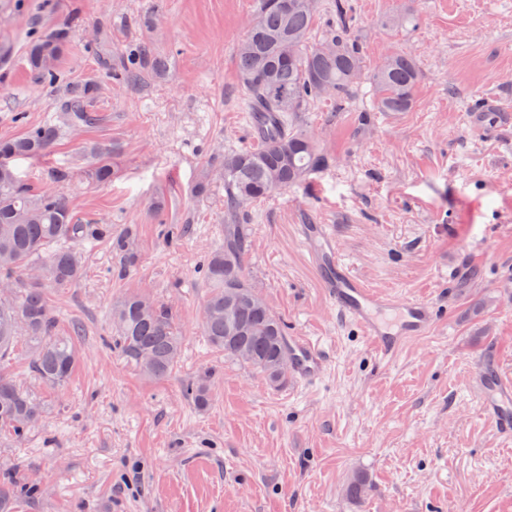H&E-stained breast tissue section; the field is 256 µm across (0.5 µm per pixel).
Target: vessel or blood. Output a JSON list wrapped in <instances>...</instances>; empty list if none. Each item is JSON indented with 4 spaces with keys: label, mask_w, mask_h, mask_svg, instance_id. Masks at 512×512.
I'll return each instance as SVG.
<instances>
[{
    "label": "vessel or blood",
    "mask_w": 512,
    "mask_h": 512,
    "mask_svg": "<svg viewBox=\"0 0 512 512\" xmlns=\"http://www.w3.org/2000/svg\"><path fill=\"white\" fill-rule=\"evenodd\" d=\"M298 235L320 273V284L330 303L362 329L383 358H392L405 341L431 330L432 304L369 288L340 256L327 225H299ZM288 346L295 357L291 369L299 382H315L325 368L322 349L306 336L289 337ZM478 376L484 411L494 418L502 434L512 435V381L486 367L480 369Z\"/></svg>",
    "instance_id": "1"
}]
</instances>
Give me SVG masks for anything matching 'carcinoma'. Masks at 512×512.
<instances>
[{
    "label": "carcinoma",
    "mask_w": 512,
    "mask_h": 512,
    "mask_svg": "<svg viewBox=\"0 0 512 512\" xmlns=\"http://www.w3.org/2000/svg\"><path fill=\"white\" fill-rule=\"evenodd\" d=\"M337 29L318 41L312 30L318 0H259L245 37L238 44L236 63L251 103V123L258 139L238 151L224 152L219 165L206 170L197 192L213 182L224 183V245L207 257L203 278L210 288L201 332L224 356L262 375L272 384L284 380L277 362L288 353V335L280 319L250 284L246 258L250 228L240 223L247 207L304 182L326 166L318 137L292 123L291 115L306 112L312 103L352 98L368 82L379 112H406L422 74L415 57L397 50L366 72L351 17L340 4ZM72 21L56 25L30 41L26 64L36 78L54 82L68 49ZM163 61L145 47L133 50L125 79L142 72H158ZM93 83L78 84L61 95L57 113L48 123L18 137L0 139V362H8L19 342L32 349L30 364L42 382L63 387L78 362L74 337L61 336L44 286L66 287L83 276L77 245L84 240L109 238L112 248L129 266L135 260L132 235L112 237V227L78 224L65 196L54 187L65 174L50 175V184L36 190L20 181L10 160L39 157L54 146L62 132L91 126L98 115L91 109ZM98 183L112 176L109 158L100 156L91 171ZM112 322L125 357L149 378L167 377L183 347L173 313L139 293H128L112 307ZM191 397L204 409L209 388L203 381L190 386ZM42 415L34 395L0 373V432L23 436ZM36 494L39 486L14 477L0 481V512H14L16 495Z\"/></svg>",
    "instance_id": "1"
}]
</instances>
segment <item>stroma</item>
Here are the masks:
<instances>
[{
    "label": "stroma",
    "mask_w": 512,
    "mask_h": 512,
    "mask_svg": "<svg viewBox=\"0 0 512 512\" xmlns=\"http://www.w3.org/2000/svg\"><path fill=\"white\" fill-rule=\"evenodd\" d=\"M366 68L410 51L423 78L409 111L373 109L369 86L338 108L297 115L327 167L248 210L250 283L292 336L325 354L313 384L273 385L201 334L205 257L224 241V186L197 193L206 165L254 139L235 49L257 0H0V138L52 118L69 85L92 82L99 122L44 156L13 163L41 188L49 172L82 224L136 230L124 275L106 241L79 246L86 275L47 288L59 335L81 323L61 389L18 352L6 370L44 406L23 437L0 435V474L41 485L15 512H512V438L485 413L478 367L512 379V0H349ZM412 13L415 29L383 19ZM75 16L56 83L34 80L24 49ZM150 39L166 64L138 85L128 53ZM509 104L490 135L470 121ZM114 175L91 183L92 147ZM326 224L339 254L379 291L434 304L432 331L380 359L337 314L297 235ZM139 292L169 306L184 345L163 379L115 344L110 312ZM206 380L200 409L186 392ZM370 487L353 498L347 486Z\"/></svg>",
    "instance_id": "1"
}]
</instances>
